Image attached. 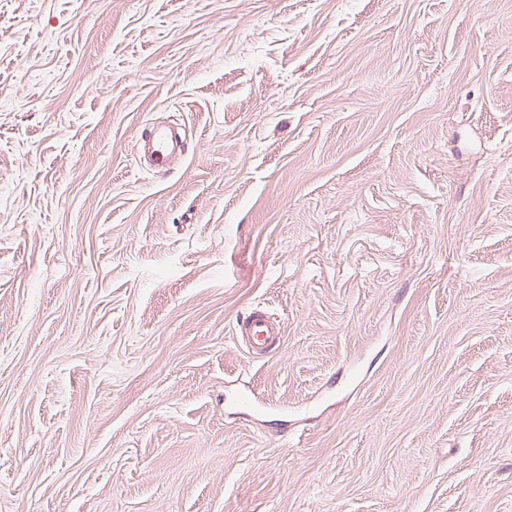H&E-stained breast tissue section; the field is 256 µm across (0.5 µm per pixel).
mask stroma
Segmentation results:
<instances>
[{"instance_id":"stroma-1","label":"stroma","mask_w":512,"mask_h":512,"mask_svg":"<svg viewBox=\"0 0 512 512\" xmlns=\"http://www.w3.org/2000/svg\"><path fill=\"white\" fill-rule=\"evenodd\" d=\"M0 512H512V0H0ZM152 150L150 155L151 165L156 170L167 169L174 154V145L167 128L155 124L150 132ZM237 327L241 329L249 347L259 353L269 351L281 339V333L273 321L260 310L251 312Z\"/></svg>"}]
</instances>
